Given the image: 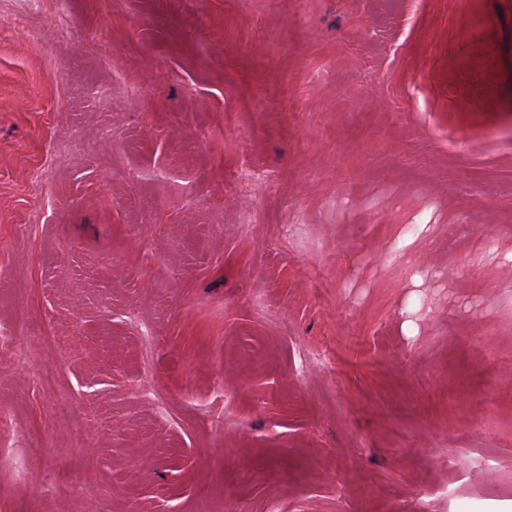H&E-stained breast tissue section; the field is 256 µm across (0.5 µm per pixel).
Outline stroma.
<instances>
[{
  "label": "stroma",
  "mask_w": 512,
  "mask_h": 512,
  "mask_svg": "<svg viewBox=\"0 0 512 512\" xmlns=\"http://www.w3.org/2000/svg\"><path fill=\"white\" fill-rule=\"evenodd\" d=\"M0 512H512V0H0Z\"/></svg>",
  "instance_id": "35a3bbf8"
}]
</instances>
